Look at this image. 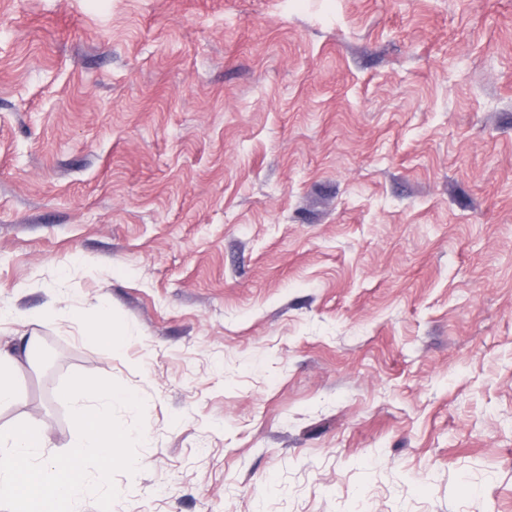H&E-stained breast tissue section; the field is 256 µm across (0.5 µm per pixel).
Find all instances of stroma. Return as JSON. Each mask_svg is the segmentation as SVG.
Here are the masks:
<instances>
[{
    "label": "stroma",
    "mask_w": 512,
    "mask_h": 512,
    "mask_svg": "<svg viewBox=\"0 0 512 512\" xmlns=\"http://www.w3.org/2000/svg\"><path fill=\"white\" fill-rule=\"evenodd\" d=\"M1 309L111 512H512V0H0Z\"/></svg>",
    "instance_id": "obj_1"
}]
</instances>
